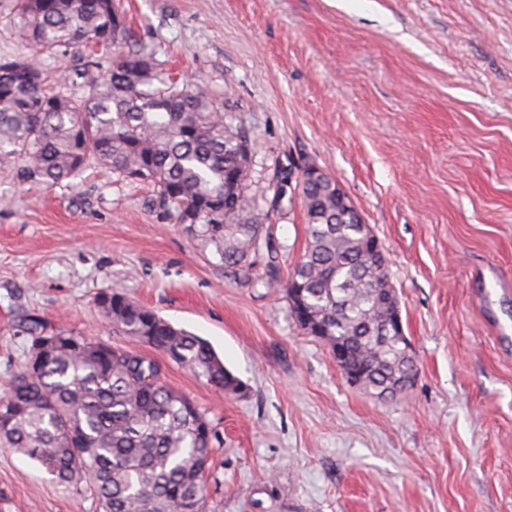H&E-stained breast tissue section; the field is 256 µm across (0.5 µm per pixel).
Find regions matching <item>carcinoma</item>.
I'll return each instance as SVG.
<instances>
[{"label": "carcinoma", "instance_id": "cac0c4a2", "mask_svg": "<svg viewBox=\"0 0 512 512\" xmlns=\"http://www.w3.org/2000/svg\"><path fill=\"white\" fill-rule=\"evenodd\" d=\"M22 38L57 61L90 49H119L108 68L94 53L81 68L50 77L33 59L0 61V166L54 186L91 159L147 183L154 201L205 247L213 246L227 278L251 288L280 286L262 253L277 252L263 206L248 192L253 152L224 104L208 90L158 70L154 53L133 49L115 0H17ZM82 80L86 94L57 87ZM307 246L284 292L301 329H319L365 371L361 387L379 397L406 361L405 348L379 335L394 295L388 272L364 250L371 227L356 219L348 196L324 173L303 180ZM98 305L122 333L234 393L240 381L201 338L171 325L122 294ZM28 355L0 396V448L36 460L55 481L90 490L102 512H209L203 480L214 432L185 395L160 380L158 362L59 329H29Z\"/></svg>", "mask_w": 512, "mask_h": 512}]
</instances>
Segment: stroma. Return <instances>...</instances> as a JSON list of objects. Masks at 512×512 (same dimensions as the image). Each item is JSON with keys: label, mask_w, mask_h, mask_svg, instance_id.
Masks as SVG:
<instances>
[{"label": "stroma", "mask_w": 512, "mask_h": 512, "mask_svg": "<svg viewBox=\"0 0 512 512\" xmlns=\"http://www.w3.org/2000/svg\"><path fill=\"white\" fill-rule=\"evenodd\" d=\"M117 4L249 136L280 277L306 246L282 179L313 164L341 185L383 244L416 374L392 398L350 384L282 289L226 279L151 188L93 162L52 188L0 171V393L36 320L160 361L217 435L211 512H512V0ZM35 54L0 0V59ZM104 292L206 339L241 393L114 328ZM0 512L98 502L0 448Z\"/></svg>", "instance_id": "obj_1"}]
</instances>
